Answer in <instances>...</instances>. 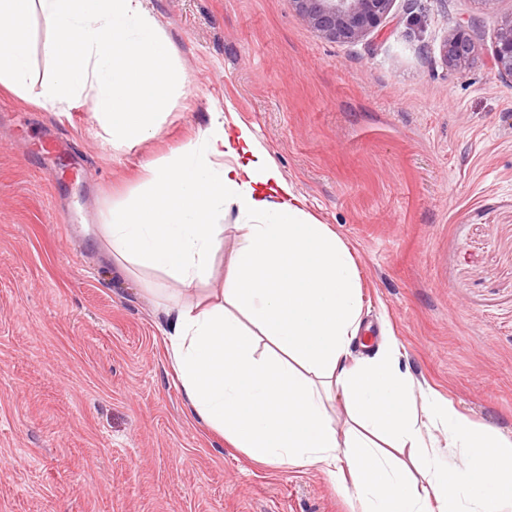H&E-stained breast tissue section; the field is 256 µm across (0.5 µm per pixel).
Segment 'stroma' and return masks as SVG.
I'll use <instances>...</instances> for the list:
<instances>
[{"label": "stroma", "mask_w": 512, "mask_h": 512, "mask_svg": "<svg viewBox=\"0 0 512 512\" xmlns=\"http://www.w3.org/2000/svg\"><path fill=\"white\" fill-rule=\"evenodd\" d=\"M145 6L182 74L150 139L113 146L85 99L0 92V512H354L323 471L255 463L194 416L152 294L171 280L104 255L112 205L216 112L347 244L416 405L512 438V79L494 66L512 0H395L356 42L288 0ZM51 139L72 155L47 163ZM473 49L472 39L466 28L460 27L443 42L442 54L450 66H461Z\"/></svg>", "instance_id": "1"}]
</instances>
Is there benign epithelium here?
I'll list each match as a JSON object with an SVG mask.
<instances>
[{"label":"benign epithelium","instance_id":"obj_1","mask_svg":"<svg viewBox=\"0 0 512 512\" xmlns=\"http://www.w3.org/2000/svg\"><path fill=\"white\" fill-rule=\"evenodd\" d=\"M308 26L330 40L359 41L388 17L394 0H289ZM473 49L467 29L460 27L443 42L442 54L458 67ZM494 64L498 73L512 79V16L497 25Z\"/></svg>","mask_w":512,"mask_h":512}]
</instances>
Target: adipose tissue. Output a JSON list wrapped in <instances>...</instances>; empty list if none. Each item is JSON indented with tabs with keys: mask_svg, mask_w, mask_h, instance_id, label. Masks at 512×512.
Listing matches in <instances>:
<instances>
[{
	"mask_svg": "<svg viewBox=\"0 0 512 512\" xmlns=\"http://www.w3.org/2000/svg\"><path fill=\"white\" fill-rule=\"evenodd\" d=\"M34 17L50 68L40 78ZM181 86L144 0H0V88L53 111L88 98L115 145L152 137ZM230 211L239 242L223 288L208 303H180L211 278ZM101 234L118 266L159 270L175 285L165 314L185 396L251 460L319 468L358 512H512L511 439L445 403L417 409L395 339L353 359L363 303L352 254L305 211L247 125L214 114L150 168L137 196L113 205ZM333 398L346 431L326 410ZM437 426L462 468L436 466Z\"/></svg>",
	"mask_w": 512,
	"mask_h": 512,
	"instance_id": "obj_1",
	"label": "adipose tissue"
}]
</instances>
